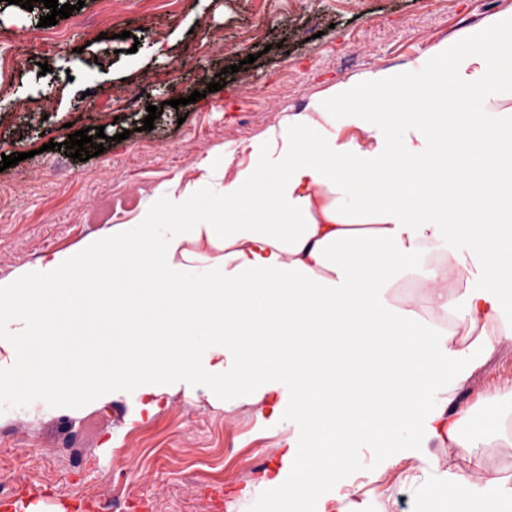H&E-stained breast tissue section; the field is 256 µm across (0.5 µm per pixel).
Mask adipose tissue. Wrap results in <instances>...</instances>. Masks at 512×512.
Instances as JSON below:
<instances>
[{"label": "adipose tissue", "instance_id": "obj_1", "mask_svg": "<svg viewBox=\"0 0 512 512\" xmlns=\"http://www.w3.org/2000/svg\"><path fill=\"white\" fill-rule=\"evenodd\" d=\"M414 66L424 75L415 110L400 107L406 80L395 68L332 85L278 135L254 140L234 174L217 158L201 163L191 189L218 193L220 207L189 216L184 193L166 189L138 213L135 236L116 224L79 255L45 256L0 280V383L12 372L47 395L106 396L163 373L235 392L272 378L311 423L310 447L284 458L301 498L344 483L356 442L389 448L415 424L452 448L476 447L485 432L512 447L496 406L477 414L423 398L512 345L501 312L512 303V129L481 120L512 112V9ZM340 112L373 113L362 126L371 146L343 134ZM454 235L471 242L468 254L439 252ZM199 263L206 274L187 278ZM472 268L488 287H470ZM415 273L423 315L394 298ZM91 300L112 324L110 345L68 344L82 329L60 311ZM202 334L214 355H233V375L198 362ZM482 478L445 472L428 490L429 512H507L512 482L479 493Z\"/></svg>", "mask_w": 512, "mask_h": 512}]
</instances>
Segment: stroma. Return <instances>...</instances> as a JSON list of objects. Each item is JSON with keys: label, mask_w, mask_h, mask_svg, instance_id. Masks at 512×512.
<instances>
[{"label": "stroma", "mask_w": 512, "mask_h": 512, "mask_svg": "<svg viewBox=\"0 0 512 512\" xmlns=\"http://www.w3.org/2000/svg\"><path fill=\"white\" fill-rule=\"evenodd\" d=\"M82 24L40 27L48 10L0 0V54L17 57L0 80V146L24 161L0 172V279L50 253L74 254L113 225L136 233V215L158 192L185 188L199 163L223 149L230 167L248 163V144L279 133L290 111L325 88L377 67L410 62L512 0H69ZM254 63H247L248 55ZM48 73H41L40 63ZM408 71V69H407ZM423 76L408 71L410 86ZM220 91L208 92L210 82ZM198 102L171 107L187 91ZM161 107L142 130L147 106ZM103 127L105 150L87 161L48 150L73 130ZM481 412L497 399L512 411V351L493 354L454 392ZM0 474L17 484L38 466L44 486L15 499L19 512H63L84 498L99 512L125 479L168 512H196L197 496L224 492V512H292L288 448H305L308 425L288 410V390L252 402L188 375L118 385L98 394L49 396L17 377L0 388ZM344 486L325 483L303 512H425L441 473L512 480V447L485 438L456 454L407 432L394 448L356 443ZM279 477L278 496L266 483Z\"/></svg>", "instance_id": "1"}]
</instances>
